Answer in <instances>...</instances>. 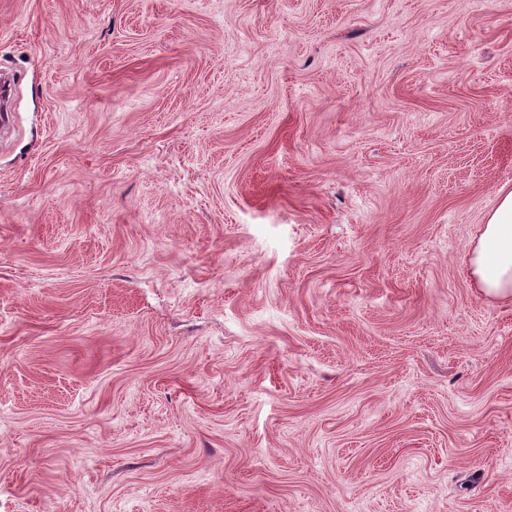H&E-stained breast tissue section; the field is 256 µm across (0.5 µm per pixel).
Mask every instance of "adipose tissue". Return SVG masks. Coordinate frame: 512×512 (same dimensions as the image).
<instances>
[{
    "instance_id": "1",
    "label": "adipose tissue",
    "mask_w": 512,
    "mask_h": 512,
    "mask_svg": "<svg viewBox=\"0 0 512 512\" xmlns=\"http://www.w3.org/2000/svg\"><path fill=\"white\" fill-rule=\"evenodd\" d=\"M470 274L485 294L512 297V190L500 189L469 257Z\"/></svg>"
}]
</instances>
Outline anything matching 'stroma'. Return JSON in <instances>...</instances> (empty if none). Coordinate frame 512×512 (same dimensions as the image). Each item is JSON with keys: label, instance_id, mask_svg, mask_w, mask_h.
<instances>
[{"label": "stroma", "instance_id": "35a3bbf8", "mask_svg": "<svg viewBox=\"0 0 512 512\" xmlns=\"http://www.w3.org/2000/svg\"><path fill=\"white\" fill-rule=\"evenodd\" d=\"M0 512H512V0H0ZM469 265L485 294L512 297V190L500 189L499 204L470 251Z\"/></svg>", "mask_w": 512, "mask_h": 512}]
</instances>
